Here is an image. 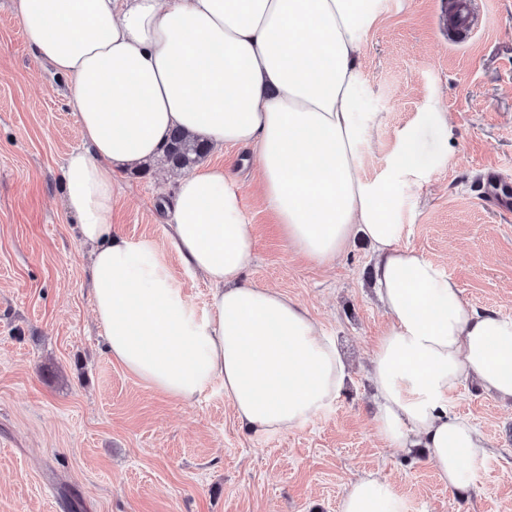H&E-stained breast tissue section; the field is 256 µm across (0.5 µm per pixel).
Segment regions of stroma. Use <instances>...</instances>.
Wrapping results in <instances>:
<instances>
[{
	"label": "stroma",
	"mask_w": 512,
	"mask_h": 512,
	"mask_svg": "<svg viewBox=\"0 0 512 512\" xmlns=\"http://www.w3.org/2000/svg\"><path fill=\"white\" fill-rule=\"evenodd\" d=\"M446 0H378L385 21L363 34L361 174H385L403 135L433 165L393 184L401 245L443 268L463 300L512 318V213L480 198L479 173L512 174V0H477L466 42L436 31ZM448 115L447 130L426 121ZM66 81L35 61L10 0H0V512H338L346 486L377 473L404 512H512V404L474 382L449 403L484 434L470 480L443 485L424 448H391L373 430L366 375L388 320L370 279L371 248L356 238L322 266L289 248L256 193L250 151L210 153L240 186L255 241L245 283L303 305L336 341L350 378L306 426L257 435L224 386L183 403L114 364L95 320L60 182L78 147ZM177 172L119 177L112 222L130 242H154L198 312L211 288L166 240L161 206Z\"/></svg>",
	"instance_id": "35a3bbf8"
}]
</instances>
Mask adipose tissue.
<instances>
[{
  "label": "adipose tissue",
  "mask_w": 512,
  "mask_h": 512,
  "mask_svg": "<svg viewBox=\"0 0 512 512\" xmlns=\"http://www.w3.org/2000/svg\"><path fill=\"white\" fill-rule=\"evenodd\" d=\"M36 59L65 76L81 144L62 190L90 261L94 314L113 362L189 402L224 384L239 422L265 435L305 426L349 376L336 343L281 291L242 278L254 255L240 189L223 165L178 178L166 237L212 287L198 313L148 240L115 234L119 171L158 157L172 129L212 150L253 149L263 198L289 246L329 265L356 237L389 325L370 359L373 427L392 448H426L448 487L486 442L449 401L474 379L512 401V319L479 311L416 250L389 207L393 181L421 176L405 134L385 175H361L362 34L382 21L372 0H13ZM338 512H401L374 473L352 482Z\"/></svg>",
  "instance_id": "adipose-tissue-1"
}]
</instances>
